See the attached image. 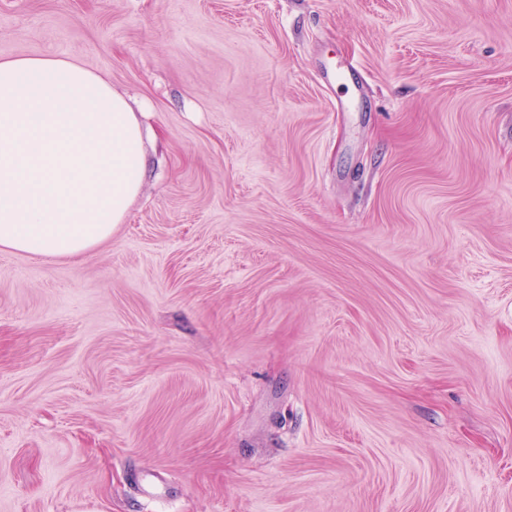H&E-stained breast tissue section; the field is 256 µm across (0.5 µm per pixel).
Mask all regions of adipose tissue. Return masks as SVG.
Returning <instances> with one entry per match:
<instances>
[{"label":"adipose tissue","instance_id":"adipose-tissue-1","mask_svg":"<svg viewBox=\"0 0 512 512\" xmlns=\"http://www.w3.org/2000/svg\"><path fill=\"white\" fill-rule=\"evenodd\" d=\"M146 169L141 121L104 78L59 58L0 60V247L90 254Z\"/></svg>","mask_w":512,"mask_h":512}]
</instances>
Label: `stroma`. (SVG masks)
<instances>
[{"instance_id":"35a3bbf8","label":"stroma","mask_w":512,"mask_h":512,"mask_svg":"<svg viewBox=\"0 0 512 512\" xmlns=\"http://www.w3.org/2000/svg\"><path fill=\"white\" fill-rule=\"evenodd\" d=\"M29 56L149 155L0 248V512H512V0H0Z\"/></svg>"}]
</instances>
